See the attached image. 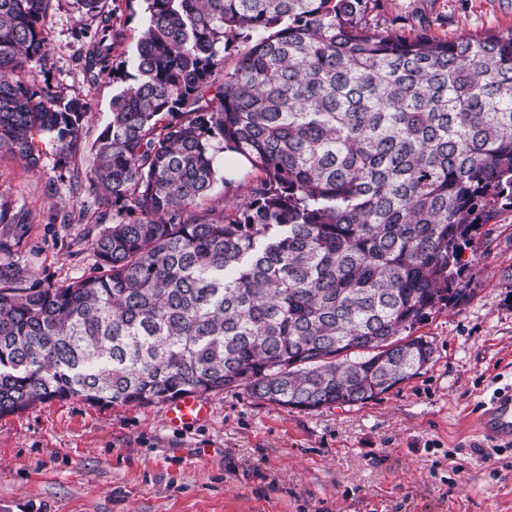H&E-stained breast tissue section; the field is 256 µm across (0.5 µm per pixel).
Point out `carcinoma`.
Returning a JSON list of instances; mask_svg holds the SVG:
<instances>
[{
	"label": "carcinoma",
	"mask_w": 512,
	"mask_h": 512,
	"mask_svg": "<svg viewBox=\"0 0 512 512\" xmlns=\"http://www.w3.org/2000/svg\"><path fill=\"white\" fill-rule=\"evenodd\" d=\"M146 2L131 57L105 18L85 55L125 82L85 178L112 211L99 273L27 288L0 261V415L239 388L354 406L420 374L415 332L472 295L463 254L512 212V30L407 36L371 24L381 0ZM47 4L0 0V150L32 171L34 136L64 161L92 111L21 79ZM226 150L249 170L221 202ZM0 224L25 228L4 203Z\"/></svg>",
	"instance_id": "1"
}]
</instances>
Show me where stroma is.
I'll use <instances>...</instances> for the list:
<instances>
[{"label":"stroma","instance_id":"35a3bbf8","mask_svg":"<svg viewBox=\"0 0 512 512\" xmlns=\"http://www.w3.org/2000/svg\"><path fill=\"white\" fill-rule=\"evenodd\" d=\"M144 0H50L47 52L22 79L89 101L79 147L59 165L40 138L37 171L0 151V201L26 217L10 255L27 285L57 287L96 272L86 237L100 211L77 189L93 164L119 82L83 67L100 15L132 55ZM380 26L414 32L512 29V0H382ZM473 295L419 330L432 363L379 399L286 409L244 390L207 394L211 416L167 426L163 404H92L77 398L0 416V512H512V442L489 436L481 413L512 387V212L483 225L466 251Z\"/></svg>","mask_w":512,"mask_h":512}]
</instances>
